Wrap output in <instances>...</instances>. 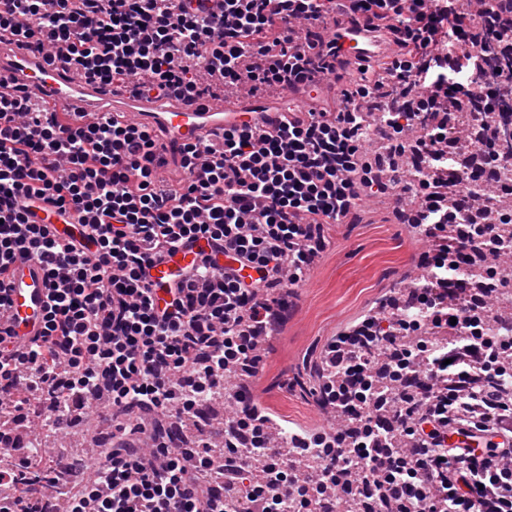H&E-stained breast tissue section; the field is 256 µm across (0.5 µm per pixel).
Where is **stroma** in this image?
Returning <instances> with one entry per match:
<instances>
[{
  "instance_id": "35a3bbf8",
  "label": "stroma",
  "mask_w": 512,
  "mask_h": 512,
  "mask_svg": "<svg viewBox=\"0 0 512 512\" xmlns=\"http://www.w3.org/2000/svg\"><path fill=\"white\" fill-rule=\"evenodd\" d=\"M329 244L299 286L280 288L287 321L261 351L256 399L276 416L307 430L325 428L317 375L328 345L370 316L389 315L388 303L406 289L416 255L430 250L378 194L373 206L328 226Z\"/></svg>"
}]
</instances>
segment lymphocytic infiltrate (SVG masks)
<instances>
[{
  "instance_id": "obj_1",
  "label": "lymphocytic infiltrate",
  "mask_w": 512,
  "mask_h": 512,
  "mask_svg": "<svg viewBox=\"0 0 512 512\" xmlns=\"http://www.w3.org/2000/svg\"><path fill=\"white\" fill-rule=\"evenodd\" d=\"M338 0H0V33L53 63L103 85L190 100L242 90L283 93L336 74L328 34ZM352 14L387 28L393 56L366 66L335 109L268 128L225 129L221 144L188 145L184 175L163 182V147L147 127L117 119L69 124L24 94H0V306L19 260L38 262L50 294L43 331L19 342L0 329V487L18 481L38 456L19 441L27 419L16 392L47 400L59 429L99 405V417L132 419V439L99 449L93 476L64 494L63 506L0 496V512H312L320 499L355 497L376 485L403 512H512V403L499 377L512 360V333L492 327L495 285L466 282L468 265L496 251L493 221L468 224L470 196L456 192L449 152L455 115L478 120L490 95L512 88L485 48L512 36V0H349ZM326 50L310 54L298 33ZM383 104L424 123L410 150L421 176L395 180L413 199L415 221L435 245L434 286L419 289L415 319L368 347L363 332L340 337L321 377L322 406L354 403L340 429L295 437L274 449L269 416L237 405L224 421L227 448L256 450L258 483L217 493L224 467L209 449L193 464L165 439V416L194 420L200 403L222 395L232 371L253 376L257 345L284 302L276 286L302 281L336 224L373 191L372 165L359 150L365 113L352 99ZM396 143L391 155L406 150ZM68 220L59 230L41 213ZM79 223H70L71 213ZM194 262L157 291L150 271L180 247ZM455 330L461 345L419 341L403 368L427 360L430 378L395 410L371 414L385 388L369 367L376 348L421 325Z\"/></svg>"
}]
</instances>
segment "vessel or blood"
I'll use <instances>...</instances> for the list:
<instances>
[{
	"mask_svg": "<svg viewBox=\"0 0 512 512\" xmlns=\"http://www.w3.org/2000/svg\"><path fill=\"white\" fill-rule=\"evenodd\" d=\"M336 39L343 50L336 66L345 69L388 55L394 49L386 29L370 28L365 19L336 16ZM30 91L49 103L55 111H80L84 116L136 117L139 124L162 134L166 164L161 174L173 178L180 173L181 149L188 144L216 139L225 127L261 114L268 125L279 124L287 113L302 116L312 101L306 88L289 91L286 101L270 103L265 95H241L227 99L206 98L193 102L154 94L135 95L125 88H106L82 78L72 68L49 65L43 54L0 42V92ZM194 254L178 251L169 261L152 271L156 287H164L181 269L190 265ZM48 285L40 265L22 261L15 265L8 282V302L0 308V326L21 336L39 335L48 300Z\"/></svg>",
	"mask_w": 512,
	"mask_h": 512,
	"instance_id": "vessel-or-blood-1",
	"label": "vessel or blood"
}]
</instances>
